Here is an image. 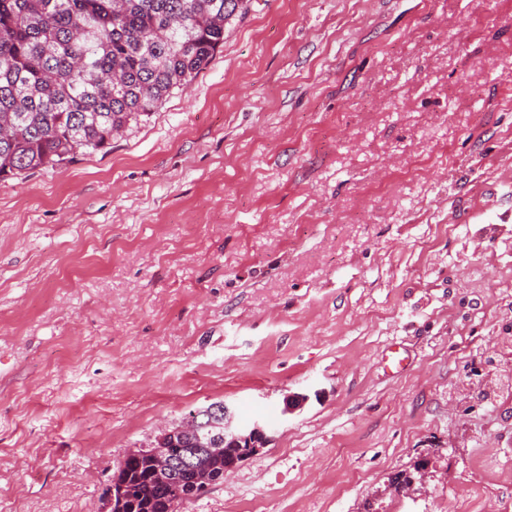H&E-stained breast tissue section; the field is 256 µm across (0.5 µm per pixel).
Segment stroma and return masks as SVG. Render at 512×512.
Segmentation results:
<instances>
[{
    "instance_id": "35a3bbf8",
    "label": "stroma",
    "mask_w": 512,
    "mask_h": 512,
    "mask_svg": "<svg viewBox=\"0 0 512 512\" xmlns=\"http://www.w3.org/2000/svg\"><path fill=\"white\" fill-rule=\"evenodd\" d=\"M215 401L271 441L186 512H512V0H250L108 152L0 182V507L101 512Z\"/></svg>"
}]
</instances>
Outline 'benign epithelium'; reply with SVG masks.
Instances as JSON below:
<instances>
[{"mask_svg":"<svg viewBox=\"0 0 512 512\" xmlns=\"http://www.w3.org/2000/svg\"><path fill=\"white\" fill-rule=\"evenodd\" d=\"M201 415L209 418V425L213 426L212 438L206 442H194V447L187 449L186 454L180 457L173 456L172 449L167 447L171 436L168 430H163L157 438L152 456L156 476L160 480L174 482L184 471L192 469L196 459L201 456L209 458L212 467L221 466L225 441L241 444L251 457L257 455L271 441L266 427L257 421L250 425L236 424L233 412L222 402L203 407Z\"/></svg>","mask_w":512,"mask_h":512,"instance_id":"benign-epithelium-1","label":"benign epithelium"}]
</instances>
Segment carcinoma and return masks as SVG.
<instances>
[{
	"label": "carcinoma",
	"instance_id": "obj_1",
	"mask_svg": "<svg viewBox=\"0 0 512 512\" xmlns=\"http://www.w3.org/2000/svg\"><path fill=\"white\" fill-rule=\"evenodd\" d=\"M243 0H0V180L102 151L186 90L224 46ZM124 512H177L206 492L195 475L153 477L125 457L104 491Z\"/></svg>",
	"mask_w": 512,
	"mask_h": 512
}]
</instances>
